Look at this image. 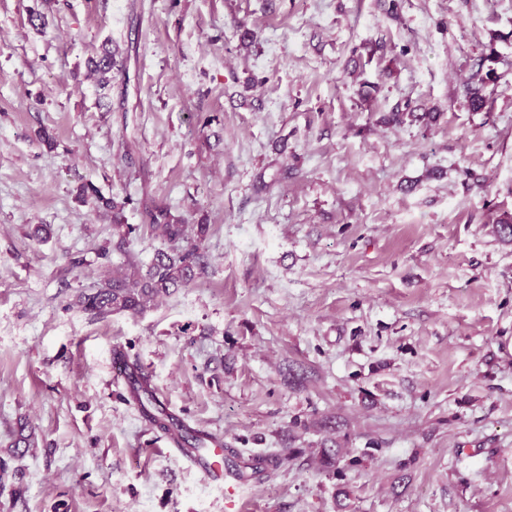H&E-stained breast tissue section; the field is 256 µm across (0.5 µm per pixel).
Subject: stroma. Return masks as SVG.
<instances>
[{"instance_id": "stroma-1", "label": "stroma", "mask_w": 512, "mask_h": 512, "mask_svg": "<svg viewBox=\"0 0 512 512\" xmlns=\"http://www.w3.org/2000/svg\"><path fill=\"white\" fill-rule=\"evenodd\" d=\"M405 109L439 117L385 124ZM83 183L125 201L128 256ZM156 207L209 224L204 272L84 311L162 248ZM506 212L512 0H0V512H512ZM118 349L284 464L207 480L125 402Z\"/></svg>"}]
</instances>
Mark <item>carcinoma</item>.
Listing matches in <instances>:
<instances>
[{"label": "carcinoma", "instance_id": "1", "mask_svg": "<svg viewBox=\"0 0 512 512\" xmlns=\"http://www.w3.org/2000/svg\"><path fill=\"white\" fill-rule=\"evenodd\" d=\"M412 122L432 121L436 119L433 112L417 114L415 112H392L387 116L390 124H401L405 120ZM77 197L91 205L96 210H105L112 214V250L122 252L128 242V237L135 227L123 222V210L126 202L104 198L90 184L77 187ZM149 229L164 240L167 248L157 251L154 259L146 268L129 264L125 274L104 281L89 293H83L79 302L84 310L95 315H107L112 312L140 313L151 306L154 301L172 292L187 287L203 273L205 261L199 252L198 245H184L188 241V230H193L196 240L205 239L209 225L196 224L189 226L170 219L167 211L158 209L149 215ZM130 399L137 403L148 415L150 421L162 432H167L177 426V421L164 412L155 388L149 376L141 374L131 383ZM34 442V430L22 423L11 444L13 452L21 448H29ZM233 460L231 468L240 479H260L268 470L277 469L284 458L279 456H254L247 460L240 457L236 451H231ZM320 464L329 471H339L341 452L338 448L320 449Z\"/></svg>", "mask_w": 512, "mask_h": 512}]
</instances>
